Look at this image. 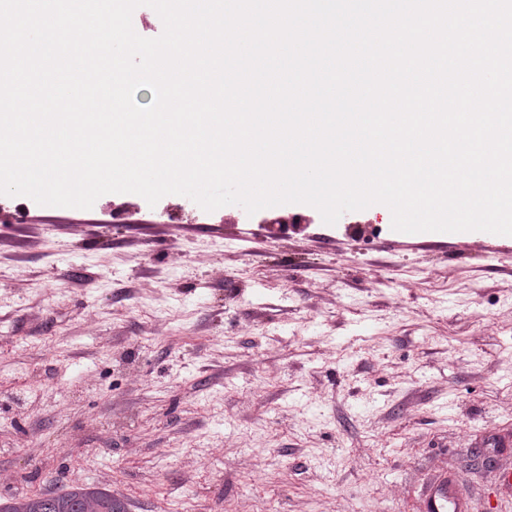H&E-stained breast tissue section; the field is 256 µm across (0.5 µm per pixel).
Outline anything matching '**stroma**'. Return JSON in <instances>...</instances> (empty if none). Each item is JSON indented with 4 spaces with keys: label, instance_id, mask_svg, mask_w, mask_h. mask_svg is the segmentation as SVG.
Returning a JSON list of instances; mask_svg holds the SVG:
<instances>
[{
    "label": "stroma",
    "instance_id": "1",
    "mask_svg": "<svg viewBox=\"0 0 512 512\" xmlns=\"http://www.w3.org/2000/svg\"><path fill=\"white\" fill-rule=\"evenodd\" d=\"M0 224V497L129 512H421L445 469L512 512V236L376 207ZM0 512H127V507L106 488L75 484L57 492L0 499Z\"/></svg>",
    "mask_w": 512,
    "mask_h": 512
}]
</instances>
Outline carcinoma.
<instances>
[{"label":"carcinoma","mask_w":512,"mask_h":512,"mask_svg":"<svg viewBox=\"0 0 512 512\" xmlns=\"http://www.w3.org/2000/svg\"><path fill=\"white\" fill-rule=\"evenodd\" d=\"M0 512H127V507L106 488L75 484L57 492L10 496L0 500Z\"/></svg>","instance_id":"cac0c4a2"}]
</instances>
